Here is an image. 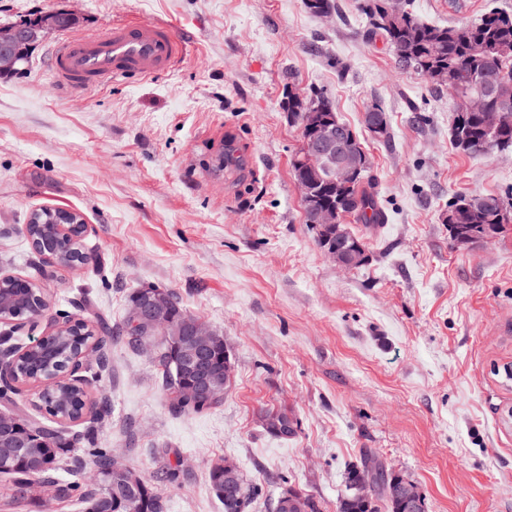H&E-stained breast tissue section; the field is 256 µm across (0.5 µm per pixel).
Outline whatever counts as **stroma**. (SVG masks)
<instances>
[{"label": "stroma", "mask_w": 512, "mask_h": 512, "mask_svg": "<svg viewBox=\"0 0 512 512\" xmlns=\"http://www.w3.org/2000/svg\"><path fill=\"white\" fill-rule=\"evenodd\" d=\"M363 0L328 17L305 0H0V25L52 11L74 33L115 21H165L187 43L171 72L67 90L53 78V33L21 71L0 75V270L43 289L48 308L15 330L19 346L54 325L117 327L141 288L174 292L223 335L235 377L221 404L173 415L152 353L110 339L76 376L88 409L107 401L97 445L137 469L165 512H224L208 481L233 460L272 512L283 488L336 512L345 472L374 455L420 489L426 512H512V223L457 245L443 218L457 195L512 202V149H456V100L365 38ZM424 22L475 21L512 0H406ZM324 93L370 157L387 220L347 217L369 262L345 270L305 222L291 159L301 144L288 94ZM379 104L387 137L364 125ZM65 208L91 249L78 270L24 234L33 210ZM298 422L270 436L258 414ZM183 468L154 480L156 450ZM0 512H83L75 498L16 495Z\"/></svg>", "instance_id": "obj_1"}]
</instances>
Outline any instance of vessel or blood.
I'll return each instance as SVG.
<instances>
[{"mask_svg": "<svg viewBox=\"0 0 512 512\" xmlns=\"http://www.w3.org/2000/svg\"><path fill=\"white\" fill-rule=\"evenodd\" d=\"M184 51L183 41L168 23L115 21L58 44L53 72L59 84L91 89L128 75L169 72Z\"/></svg>", "mask_w": 512, "mask_h": 512, "instance_id": "obj_1", "label": "vessel or blood"}]
</instances>
